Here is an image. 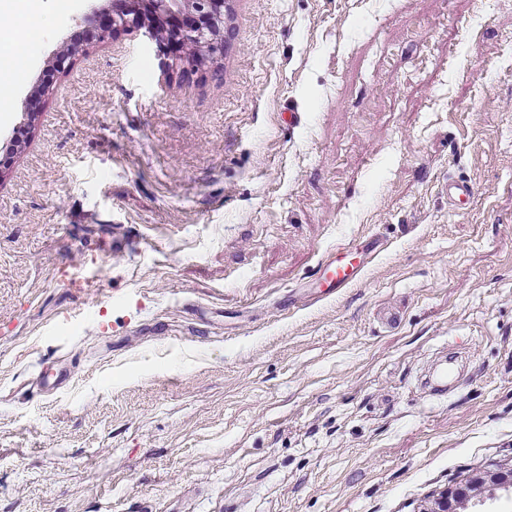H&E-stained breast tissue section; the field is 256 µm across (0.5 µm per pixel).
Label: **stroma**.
<instances>
[{
    "label": "stroma",
    "mask_w": 512,
    "mask_h": 512,
    "mask_svg": "<svg viewBox=\"0 0 512 512\" xmlns=\"http://www.w3.org/2000/svg\"><path fill=\"white\" fill-rule=\"evenodd\" d=\"M108 6L47 10L0 114V512H423L511 468L512 0H227L194 72L133 32L53 73ZM334 260L326 265L323 271L329 270L327 288H336V291L342 288H348L356 278L357 268L333 267Z\"/></svg>",
    "instance_id": "35a3bbf8"
}]
</instances>
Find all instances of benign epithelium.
<instances>
[{
	"instance_id": "obj_1",
	"label": "benign epithelium",
	"mask_w": 512,
	"mask_h": 512,
	"mask_svg": "<svg viewBox=\"0 0 512 512\" xmlns=\"http://www.w3.org/2000/svg\"><path fill=\"white\" fill-rule=\"evenodd\" d=\"M225 0H112V8L91 11L90 33L75 39L59 52L53 62L58 74L66 72L75 57L84 54L96 43L119 32L145 30L154 38L158 66L166 72L173 66L171 53L180 54L181 61L193 67L200 60L194 48L200 47L206 56L218 59L224 56ZM489 487L512 486V468L489 479L478 478L473 485ZM467 497V489L455 487L444 490L435 506L423 512H456L452 503Z\"/></svg>"
}]
</instances>
